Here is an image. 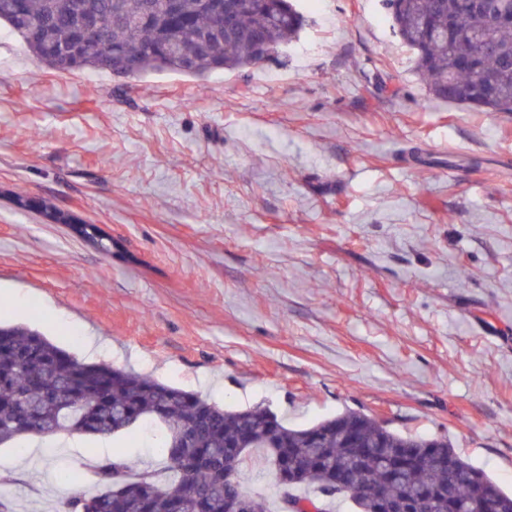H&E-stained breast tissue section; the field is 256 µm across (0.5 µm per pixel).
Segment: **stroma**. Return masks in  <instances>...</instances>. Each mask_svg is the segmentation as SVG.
<instances>
[{"label": "stroma", "mask_w": 512, "mask_h": 512, "mask_svg": "<svg viewBox=\"0 0 512 512\" xmlns=\"http://www.w3.org/2000/svg\"><path fill=\"white\" fill-rule=\"evenodd\" d=\"M295 5L292 42L202 80L60 74L0 30V321L293 428L444 435L510 491L512 114L430 95L379 0ZM24 444L16 512L85 492L63 463L165 465L142 438ZM237 479L277 502L262 456Z\"/></svg>", "instance_id": "stroma-1"}]
</instances>
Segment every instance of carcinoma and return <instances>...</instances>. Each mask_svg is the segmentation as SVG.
Listing matches in <instances>:
<instances>
[{"label":"carcinoma","instance_id":"cac0c4a2","mask_svg":"<svg viewBox=\"0 0 512 512\" xmlns=\"http://www.w3.org/2000/svg\"><path fill=\"white\" fill-rule=\"evenodd\" d=\"M412 53L431 95L476 112L512 114V25L495 21L477 0H381ZM213 0H0V25L36 60L58 73L106 71L136 78L173 72L205 77L260 64L304 24L292 0H247L239 34L213 30ZM105 24L107 50L78 47L85 18ZM488 40L477 51L472 36ZM69 431L108 440L151 433L166 459L167 479L105 460L96 492L62 501L57 512H227L249 497L251 512H269L247 495L236 473L253 449L275 471L284 512H328L338 495L358 512L380 500H409L415 512H463L474 487L496 491L502 512L512 492L468 463L445 436L417 438L356 410L306 428H291L270 410H226L198 394L106 362L85 363L18 325H0V443Z\"/></svg>","mask_w":512,"mask_h":512}]
</instances>
